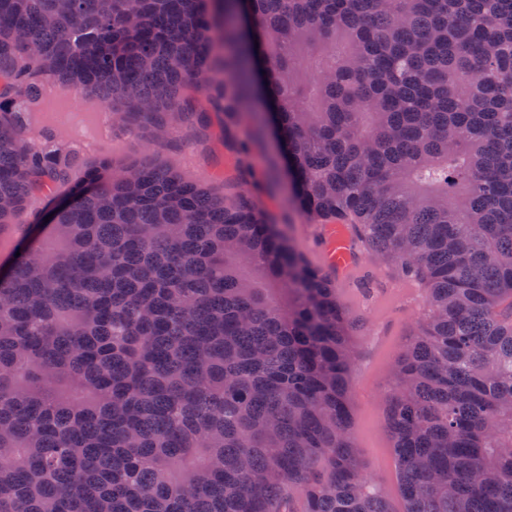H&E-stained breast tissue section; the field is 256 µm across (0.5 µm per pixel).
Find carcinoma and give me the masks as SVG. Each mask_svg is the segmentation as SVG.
Instances as JSON below:
<instances>
[{"label": "carcinoma", "mask_w": 512, "mask_h": 512, "mask_svg": "<svg viewBox=\"0 0 512 512\" xmlns=\"http://www.w3.org/2000/svg\"><path fill=\"white\" fill-rule=\"evenodd\" d=\"M46 79L158 147L172 115L270 134L308 222L423 285L384 395L405 512H512V0H0V232L41 227L0 275V512H390L332 277L149 158L28 212L69 179L16 107Z\"/></svg>", "instance_id": "1"}]
</instances>
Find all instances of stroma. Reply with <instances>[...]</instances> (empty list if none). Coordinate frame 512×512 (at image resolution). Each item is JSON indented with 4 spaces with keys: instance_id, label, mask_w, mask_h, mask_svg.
Listing matches in <instances>:
<instances>
[{
    "instance_id": "1",
    "label": "stroma",
    "mask_w": 512,
    "mask_h": 512,
    "mask_svg": "<svg viewBox=\"0 0 512 512\" xmlns=\"http://www.w3.org/2000/svg\"><path fill=\"white\" fill-rule=\"evenodd\" d=\"M24 120L29 137L49 139L53 147L71 154L70 172L75 182L100 162H109L118 170L150 154L185 180L205 184L214 196L253 192L307 261L318 268L324 265L321 225L308 223L289 203L288 188L281 179L266 174L260 185H252L240 171L236 150L222 141L198 143L174 119L169 123L167 143L154 146L146 130L136 127L121 106L106 105L84 89H61L51 81L42 82L38 98L26 106ZM336 292L343 307L366 323L355 342L350 436L367 475L386 490L392 512H403L396 456L385 428L383 394L389 385L390 363L415 326L424 296L402 289L390 292L379 284L372 299L360 303L343 282L337 284Z\"/></svg>"
}]
</instances>
